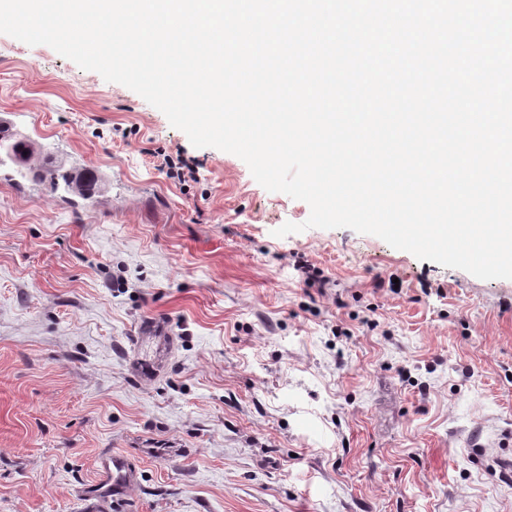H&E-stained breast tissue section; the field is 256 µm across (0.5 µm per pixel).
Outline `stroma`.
<instances>
[{
	"instance_id": "obj_1",
	"label": "stroma",
	"mask_w": 512,
	"mask_h": 512,
	"mask_svg": "<svg viewBox=\"0 0 512 512\" xmlns=\"http://www.w3.org/2000/svg\"><path fill=\"white\" fill-rule=\"evenodd\" d=\"M7 112L100 191L0 167V512H512V280L275 237L306 202L0 34ZM113 454L138 471L117 491Z\"/></svg>"
}]
</instances>
